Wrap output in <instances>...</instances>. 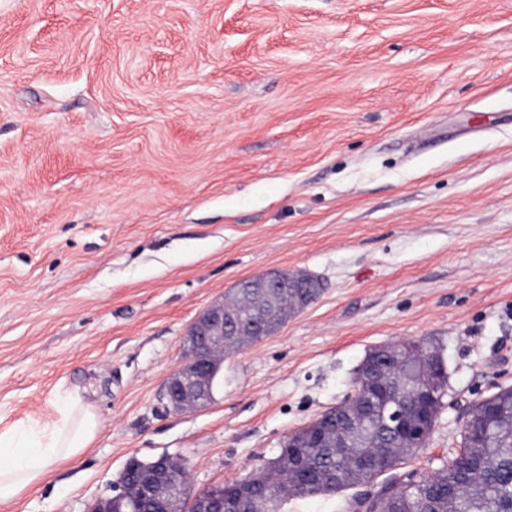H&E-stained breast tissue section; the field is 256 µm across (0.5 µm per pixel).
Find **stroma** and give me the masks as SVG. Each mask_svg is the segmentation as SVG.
Listing matches in <instances>:
<instances>
[{
  "instance_id": "35a3bbf8",
  "label": "stroma",
  "mask_w": 512,
  "mask_h": 512,
  "mask_svg": "<svg viewBox=\"0 0 512 512\" xmlns=\"http://www.w3.org/2000/svg\"><path fill=\"white\" fill-rule=\"evenodd\" d=\"M272 271L323 293L166 410L190 323ZM408 341L447 372L428 475L512 387V0H0V428L74 384L100 416L0 512H87L134 456L244 478Z\"/></svg>"
}]
</instances>
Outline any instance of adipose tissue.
Listing matches in <instances>:
<instances>
[{
    "label": "adipose tissue",
    "mask_w": 512,
    "mask_h": 512,
    "mask_svg": "<svg viewBox=\"0 0 512 512\" xmlns=\"http://www.w3.org/2000/svg\"><path fill=\"white\" fill-rule=\"evenodd\" d=\"M99 414L84 389L64 390L51 425L30 435L9 427L0 431V504L19 500L37 488L57 463L80 459L94 440Z\"/></svg>",
    "instance_id": "obj_1"
}]
</instances>
